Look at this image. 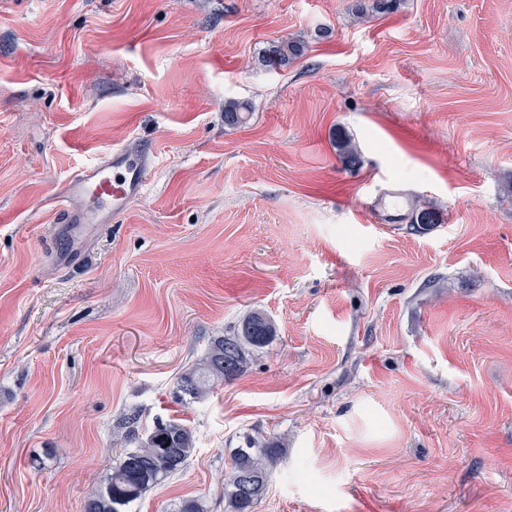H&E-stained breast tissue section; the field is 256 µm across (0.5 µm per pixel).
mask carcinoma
I'll return each mask as SVG.
<instances>
[{
	"mask_svg": "<svg viewBox=\"0 0 512 512\" xmlns=\"http://www.w3.org/2000/svg\"><path fill=\"white\" fill-rule=\"evenodd\" d=\"M303 53V43L282 37L264 51V61L285 67ZM249 114L250 105L246 101L224 103L226 125H240ZM275 336L276 328L270 318L261 311L252 312L234 335L212 341L203 358L179 375L177 386L181 397L195 402L222 383L238 378L249 354L271 345ZM219 357L234 364L232 373L214 368V361ZM194 452V435L185 423L171 419L157 424L152 439L122 451L112 473L87 502L86 512H129L131 505L149 489L181 471ZM278 455L279 449L269 445L237 449L224 479V498L228 499L232 512H254L267 490Z\"/></svg>",
	"mask_w": 512,
	"mask_h": 512,
	"instance_id": "carcinoma-1",
	"label": "carcinoma"
}]
</instances>
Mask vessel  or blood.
Instances as JSON below:
<instances>
[{"mask_svg":"<svg viewBox=\"0 0 512 512\" xmlns=\"http://www.w3.org/2000/svg\"><path fill=\"white\" fill-rule=\"evenodd\" d=\"M154 170L150 147L103 150L96 162L72 173L54 199L65 231L108 224L123 215L129 202L145 192Z\"/></svg>","mask_w":512,"mask_h":512,"instance_id":"vessel-or-blood-1","label":"vessel or blood"}]
</instances>
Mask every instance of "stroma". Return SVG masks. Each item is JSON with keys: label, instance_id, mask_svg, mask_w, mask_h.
I'll use <instances>...</instances> for the list:
<instances>
[{"label": "stroma", "instance_id": "obj_1", "mask_svg": "<svg viewBox=\"0 0 512 512\" xmlns=\"http://www.w3.org/2000/svg\"><path fill=\"white\" fill-rule=\"evenodd\" d=\"M138 144L152 185L69 260L51 198ZM256 309L274 342L179 401ZM131 416L195 435L132 512H225L249 437L254 512H512V0H0V512H84ZM304 53V45L293 38L281 37L278 41L264 51V62H273L285 67L301 57ZM261 448H253V447ZM279 448L269 445L256 446L249 443L247 448H238L233 456L230 470L224 479V498L228 499L233 512H253L264 496L272 474V467L279 455ZM252 475L247 490L237 479V474Z\"/></svg>", "mask_w": 512, "mask_h": 512}]
</instances>
